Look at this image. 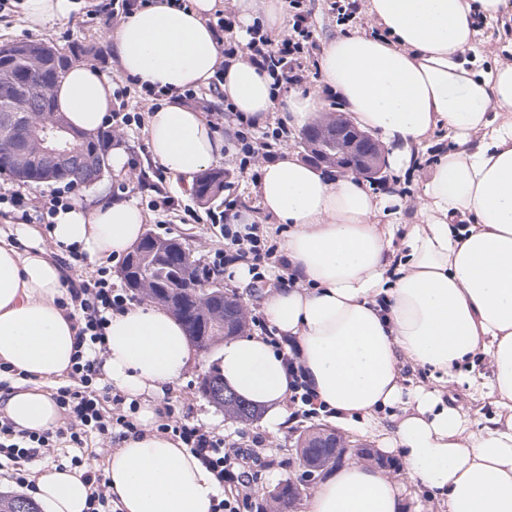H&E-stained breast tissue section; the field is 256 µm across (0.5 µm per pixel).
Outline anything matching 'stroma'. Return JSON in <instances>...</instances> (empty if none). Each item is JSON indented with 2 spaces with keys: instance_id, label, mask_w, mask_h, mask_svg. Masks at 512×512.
Masks as SVG:
<instances>
[{
  "instance_id": "stroma-1",
  "label": "stroma",
  "mask_w": 512,
  "mask_h": 512,
  "mask_svg": "<svg viewBox=\"0 0 512 512\" xmlns=\"http://www.w3.org/2000/svg\"><path fill=\"white\" fill-rule=\"evenodd\" d=\"M95 0H84V6L70 17L49 23L40 32L27 29L18 0H11L8 9L0 12V43L21 42L40 39L57 48L65 49L74 43L95 46L101 52L96 64L101 70L114 74L118 68L113 61L106 35L112 31L111 21L101 19L89 21L88 13ZM113 142L124 144L128 153L137 154L140 165L137 169L127 170L122 179H111V187L127 184L128 196L144 210L145 229L160 237H179L193 253L201 257L202 246L214 249L223 247L224 231L222 225L210 223L209 213L223 209V197H216L208 204H199L193 191L188 187L168 189L167 194L175 202L171 211H152L147 204L154 198L152 172L154 167L148 158L144 133L141 128L131 126L119 129L112 134ZM226 191L238 196L247 205L246 222L262 224L269 240L280 243L284 235L277 228L275 221L267 215L256 193V186L251 180L250 172H231L225 177ZM196 208L201 217L200 223L184 224L179 220L178 210L183 206ZM212 351L199 354L198 362L187 372L181 384L169 389L166 400L183 408L191 422L206 425L223 434L226 441L236 444L240 452H247L253 435H263L267 441L268 451L260 466L254 467L255 478L247 489L253 502L265 501L269 491L288 478H297L302 472L300 454L297 450L298 434L287 427L272 432L262 420L241 422L225 415L223 408L212 403L198 390V384L213 364Z\"/></svg>"
}]
</instances>
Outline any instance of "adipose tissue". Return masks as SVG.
<instances>
[{
  "instance_id": "adipose-tissue-1",
  "label": "adipose tissue",
  "mask_w": 512,
  "mask_h": 512,
  "mask_svg": "<svg viewBox=\"0 0 512 512\" xmlns=\"http://www.w3.org/2000/svg\"><path fill=\"white\" fill-rule=\"evenodd\" d=\"M79 7L21 2L34 32ZM218 7L156 0L107 35L124 75L166 92L147 116L146 144L175 183H192L223 157V140L183 98L216 73L226 100L258 128L277 111L304 128L320 106L317 94L295 89L277 103L267 74L245 61L224 63L208 24ZM363 8L389 39L353 33L329 41L319 60L323 83L386 147L394 180L423 172L422 204L408 223L400 196L370 192L354 175L326 179L289 152L265 164L256 192L285 227L294 284L266 295L264 311L323 410L379 431L380 453L399 455L403 470L344 464L320 482L309 512H405L410 484L446 501L448 512H512V62L488 63L477 48L478 20L506 15L512 0H365ZM112 90L111 74L82 62L54 96L74 127L94 132L112 110ZM440 128L450 148L423 166L419 151ZM94 191L95 204L75 202L54 216L53 249L30 225L0 229V361L24 373L0 409L20 430L56 426L47 388L68 371L81 326L57 305L66 282L57 255L76 244L90 261L116 259L144 232L133 201L112 196L105 181ZM17 237L27 250L14 245ZM105 336L107 381L147 400L143 435L123 439L107 460L117 512H211L219 481L150 426L151 400L198 359L181 324L163 308L132 304L113 313ZM484 358L495 413L478 429L440 385L471 381ZM215 360L225 386L262 411L270 429L285 425L288 369L264 337L226 340ZM405 361L436 375L438 388L405 389ZM37 486L41 512H83L89 488L75 471L44 472Z\"/></svg>"
}]
</instances>
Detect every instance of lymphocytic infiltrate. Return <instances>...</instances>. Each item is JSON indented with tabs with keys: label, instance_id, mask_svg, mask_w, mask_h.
I'll use <instances>...</instances> for the list:
<instances>
[{
	"label": "lymphocytic infiltrate",
	"instance_id": "lymphocytic-infiltrate-1",
	"mask_svg": "<svg viewBox=\"0 0 512 512\" xmlns=\"http://www.w3.org/2000/svg\"><path fill=\"white\" fill-rule=\"evenodd\" d=\"M286 6L292 25L288 33L277 40L271 38L262 17L258 16L248 28V42L237 41L234 36L236 15L231 0H226L223 9L216 11L211 22L223 45L225 58L250 62L259 71L268 73L271 87L276 92L310 83L313 72L308 62L318 48L310 22L311 0H286ZM287 136L285 126L259 134L250 120H239L228 163L241 170H250L252 179H259L257 158L273 159L276 146ZM72 197L73 188L69 185L39 196L9 187L0 191V206L9 209L23 223L47 225L57 210L70 206ZM242 207V202L230 195L224 199L223 211L210 216L212 223L224 227V250L215 254L210 272L222 275L228 266L242 263L261 283L266 279V271L279 260L278 247L264 237L259 224L240 223ZM67 288L82 326L79 346L72 359V382L58 387L53 395L58 409L68 418L66 426L53 432L26 431L17 429L11 420L0 416V475L30 494L36 489L31 466L52 457L56 439H66L73 447L80 448L92 435L120 440L143 433L137 419V404L112 394L101 373L107 356L106 326L112 313L125 308L124 294L113 289L109 273L103 268L79 282H68ZM108 400L115 407L109 414L104 411V403ZM156 430L181 441L217 479L247 484L250 474L236 471L223 436L179 416L175 407H167L166 416L157 424ZM70 467L78 471L90 487L85 512H112V492L100 466L84 456L75 455L70 459Z\"/></svg>",
	"mask_w": 512,
	"mask_h": 512
}]
</instances>
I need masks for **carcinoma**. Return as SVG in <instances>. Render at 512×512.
Returning a JSON list of instances; mask_svg holds the SVG:
<instances>
[{"instance_id":"1","label":"carcinoma","mask_w":512,"mask_h":512,"mask_svg":"<svg viewBox=\"0 0 512 512\" xmlns=\"http://www.w3.org/2000/svg\"><path fill=\"white\" fill-rule=\"evenodd\" d=\"M94 48L81 43L58 49L42 41L0 45V114L13 113L17 120L45 122L59 116L54 99L55 85L74 63L92 54ZM74 147L94 153L108 161L110 135L104 131L80 132ZM307 150L322 154L321 162L332 165L344 157L343 142L322 153L320 135L307 139ZM40 162L35 153L25 158L20 178L35 186L39 181ZM222 170L202 172L195 184L199 201L207 202L224 190ZM140 251L130 253L120 270L125 285L133 292L165 307L179 321L197 346L209 350L217 341L237 336L246 328L244 306L222 288L202 293L195 288L201 271L187 247L176 237L146 235L138 244ZM300 452L308 464L309 478L329 463L336 462V435L319 432L301 439ZM297 484L287 479L272 494L279 512H288L296 496ZM0 512H36L31 501L20 496L0 494Z\"/></svg>"}]
</instances>
